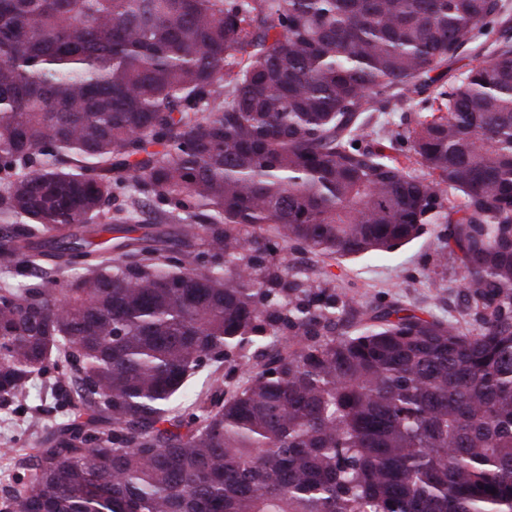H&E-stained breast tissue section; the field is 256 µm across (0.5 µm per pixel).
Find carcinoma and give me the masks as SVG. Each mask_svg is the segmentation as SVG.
Masks as SVG:
<instances>
[{"label":"carcinoma","mask_w":512,"mask_h":512,"mask_svg":"<svg viewBox=\"0 0 512 512\" xmlns=\"http://www.w3.org/2000/svg\"><path fill=\"white\" fill-rule=\"evenodd\" d=\"M428 224L459 317L336 293ZM51 370L0 512H512L506 0H0V410Z\"/></svg>","instance_id":"carcinoma-1"}]
</instances>
